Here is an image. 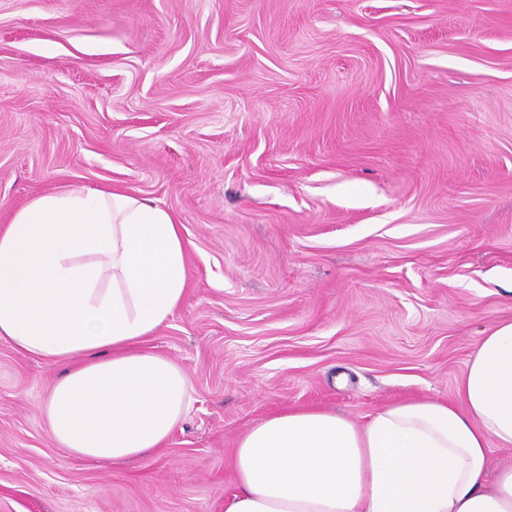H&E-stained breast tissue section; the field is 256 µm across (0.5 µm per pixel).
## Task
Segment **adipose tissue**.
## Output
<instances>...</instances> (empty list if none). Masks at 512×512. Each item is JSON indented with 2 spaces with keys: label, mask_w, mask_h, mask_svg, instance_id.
I'll return each mask as SVG.
<instances>
[{
  "label": "adipose tissue",
  "mask_w": 512,
  "mask_h": 512,
  "mask_svg": "<svg viewBox=\"0 0 512 512\" xmlns=\"http://www.w3.org/2000/svg\"><path fill=\"white\" fill-rule=\"evenodd\" d=\"M181 226L154 200L80 186L33 198L0 227V340L62 366L41 409L73 455L118 465L164 447L192 397L147 340L182 303ZM512 321L483 336L458 399L399 401L362 425L290 410L237 443L224 512H512Z\"/></svg>",
  "instance_id": "obj_1"
}]
</instances>
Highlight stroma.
I'll return each mask as SVG.
<instances>
[{"label":"stroma","instance_id":"stroma-1","mask_svg":"<svg viewBox=\"0 0 512 512\" xmlns=\"http://www.w3.org/2000/svg\"><path fill=\"white\" fill-rule=\"evenodd\" d=\"M76 184L181 224L148 345L192 403L142 458L77 457L58 367L1 340L0 512H224L253 425L456 400L512 321V0H0V226Z\"/></svg>","mask_w":512,"mask_h":512}]
</instances>
